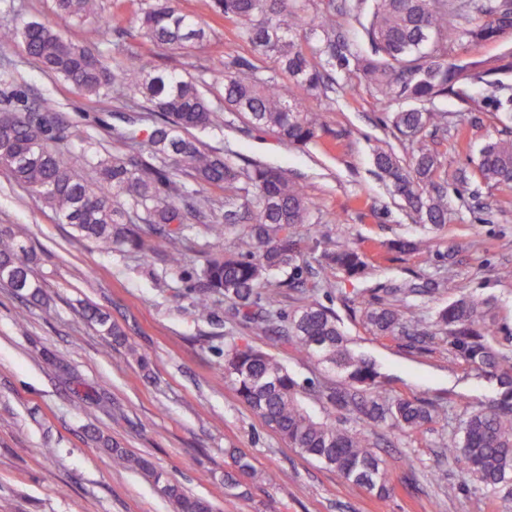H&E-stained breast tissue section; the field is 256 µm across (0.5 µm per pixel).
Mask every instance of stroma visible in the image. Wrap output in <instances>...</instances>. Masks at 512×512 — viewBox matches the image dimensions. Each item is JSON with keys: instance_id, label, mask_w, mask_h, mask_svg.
Returning a JSON list of instances; mask_svg holds the SVG:
<instances>
[{"instance_id": "obj_1", "label": "stroma", "mask_w": 512, "mask_h": 512, "mask_svg": "<svg viewBox=\"0 0 512 512\" xmlns=\"http://www.w3.org/2000/svg\"><path fill=\"white\" fill-rule=\"evenodd\" d=\"M98 3L102 14L114 18L111 34L97 46L100 53L129 54L147 70L190 75L204 84L213 102H221L223 94L216 74L231 73L235 59L254 60L265 74L276 68L272 59L254 55L235 23L214 14L208 0H179L180 8L209 30L208 42L189 54L142 42L131 22L141 0ZM24 18L72 39L80 36L74 23L56 13L54 0H0V32ZM508 50L512 37L454 50L448 59L487 62L491 79L512 94V67L496 64ZM7 69L12 76L0 80V110L21 111L41 97L54 98L73 136L71 165L78 174L95 177L84 159L85 138L110 152L124 151L122 135L132 127L124 97L83 96L42 71L14 43L0 45V73ZM344 83L337 77L326 94L306 99V108L325 124L308 145L282 142L231 113L225 114L223 128L198 137L238 167L270 164L304 185L309 221L298 226L297 234L306 260L313 262L323 249L345 241L366 251L362 276L314 265L303 274V287L285 291L278 306L289 311L315 300L332 308L355 349L385 374L393 394L439 404L442 419L421 430L397 435L377 428V452L393 493L380 499L342 481L288 448L231 385L214 386L224 365L225 341L256 345L260 339L228 316L199 318L189 277L205 252H240L237 233L217 242L196 226L186 240L188 262L179 272L157 257L107 253L60 223L0 166V226L32 242L38 257L33 273L44 285V297L35 304L0 285V512H173L169 500L139 473L113 466L110 451L90 440L92 429L150 458L187 493L207 498L214 512H512V498L464 484L447 460L449 434L471 410L498 398L496 382L476 375L448 344L413 349L396 337L373 334L362 320L365 302L387 298L389 289L436 281V294L409 299L408 314L428 322L459 295L495 297L493 345L512 357V279L497 275L501 268H512V188L473 172L480 148L501 128V115L478 81L467 86L470 103L445 101L450 124L436 134L435 143L448 179V222L431 233L372 161L376 147L392 142L385 120L395 104L365 90L350 94ZM392 144L400 159L408 158L407 146ZM463 170L471 173L465 184L457 179ZM429 234L438 242L435 254L390 247L396 239ZM456 240L476 246L449 256L448 245ZM89 305L110 315L137 353L147 356L148 369L86 321ZM20 311L27 316L22 328L14 321ZM233 449L251 458L257 476L228 490L224 476L232 469ZM440 466L447 476L438 484L432 472ZM280 471L287 472V482H267V474Z\"/></svg>"}]
</instances>
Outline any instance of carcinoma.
I'll use <instances>...</instances> for the list:
<instances>
[{
	"label": "carcinoma",
	"mask_w": 512,
	"mask_h": 512,
	"mask_svg": "<svg viewBox=\"0 0 512 512\" xmlns=\"http://www.w3.org/2000/svg\"><path fill=\"white\" fill-rule=\"evenodd\" d=\"M310 0H212L213 11L234 21L240 35L261 56L273 59L287 77L263 78L251 61L234 64V72L219 74L224 104L217 106L198 81L177 72H151L134 58L106 57L92 46L112 31V16L96 11L95 0H55L56 12L79 25L85 42H75L37 20H23L4 38L20 44L25 55L87 96L113 89L130 93V101L151 120L146 141L156 167L139 154L101 157L85 150L98 174L84 180L70 165L68 134L59 127L50 97L24 112L0 111V164L17 182L35 194L65 224L98 242L106 252L127 249L148 259L154 255L172 269L184 266L186 232L203 224L217 240L232 228L237 209L249 223L242 225L245 251L206 256L195 269L193 307L204 319L214 306L227 303V313L250 333L291 346L301 358L326 374L325 380L300 382L288 363L253 345H224L219 383L228 382L240 400L300 455L310 458L370 494L385 497L392 487L383 460L374 452L371 424L393 432H411L439 417L438 406L425 398L396 396L381 381L376 363L352 348L336 313L311 301L288 313L275 299L295 287L304 259L296 228L308 223L304 187L286 173L254 163L240 171L193 135L195 130L224 126L232 112L256 128L269 129L280 140L306 145L322 129L320 115L301 108V96L314 95L335 83L336 72L359 74L377 97L400 107L391 114L394 138L411 148V163L402 164L393 147L373 153L374 166L390 182L420 221L440 229L448 223L439 152L429 137L448 127V111L437 102L455 96L468 102L463 86L484 73L448 62V47L495 42L512 24L496 17L499 0H373L363 31L371 53L336 34L332 16L317 21L308 14ZM140 34L155 47L190 51L203 44L205 28L184 13L176 0H149L134 20ZM476 168L479 176L512 186V130L485 143ZM189 174L200 188L171 199L166 189L175 177ZM225 192L224 221L219 222L210 189ZM400 252L430 254L433 239L418 237L393 243ZM33 254L28 240L10 228L0 229V282L17 297L42 299V285L31 274ZM320 262L350 276L365 271L361 248L348 242L325 250ZM436 284H417L390 291L392 300L368 303L363 319L379 335L399 336L407 346L436 343V331L448 333V344L480 376L501 389L498 399L470 412L448 438V461L464 480L486 488L512 485V358L492 345L497 333L489 299L462 296L441 308L427 325L407 315L401 304L411 295H429ZM86 319L119 344L125 333L99 308L85 309ZM315 399L322 414L311 410ZM354 420L359 426H349ZM91 440L112 451V462L131 468L151 481L172 503L174 512H212L210 501L189 495L145 457L90 432ZM230 456L241 475L254 477L248 456Z\"/></svg>",
	"instance_id": "carcinoma-1"
}]
</instances>
